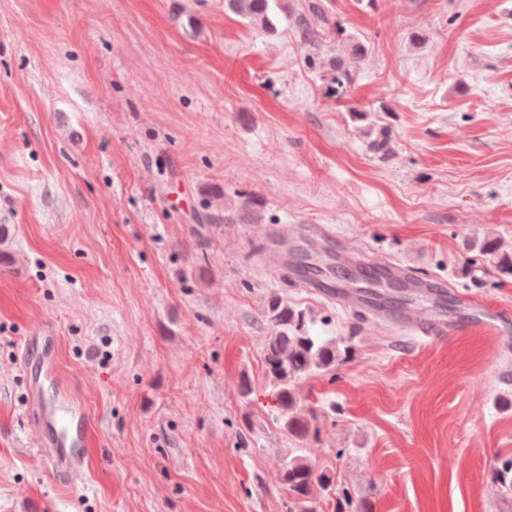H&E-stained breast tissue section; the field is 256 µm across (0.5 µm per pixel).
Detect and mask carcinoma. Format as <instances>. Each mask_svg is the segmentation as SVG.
Here are the masks:
<instances>
[{
	"label": "carcinoma",
	"instance_id": "cac0c4a2",
	"mask_svg": "<svg viewBox=\"0 0 512 512\" xmlns=\"http://www.w3.org/2000/svg\"><path fill=\"white\" fill-rule=\"evenodd\" d=\"M273 0H224L225 7L252 24L272 28L269 12ZM323 6L317 0L308 3L306 13L299 18L304 39L316 44L322 38ZM361 53L356 51L344 61L333 64L332 83L336 93L343 92L350 80V68L356 66ZM479 254L512 272V257L499 254L495 238H485L479 244ZM267 316L274 333L265 346V363L275 388L278 414L276 420L288 437L307 441L318 433L311 414L302 404L301 382L313 375L329 372L346 359L349 348H340L334 338H323L311 333L309 314L288 303L281 296L269 300ZM281 481L288 491V512H318L319 496L334 489L336 472L330 465H317L308 455L291 449L285 461Z\"/></svg>",
	"mask_w": 512,
	"mask_h": 512
}]
</instances>
